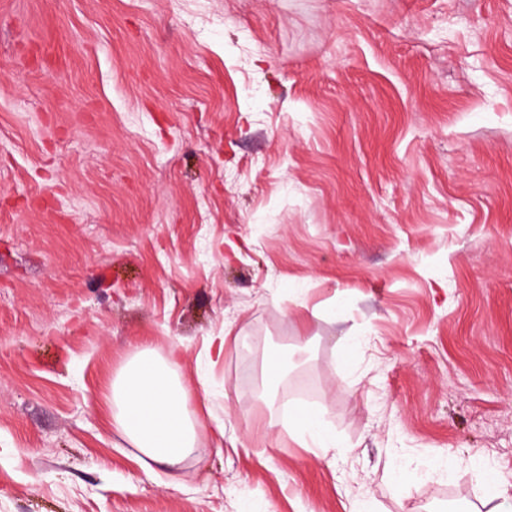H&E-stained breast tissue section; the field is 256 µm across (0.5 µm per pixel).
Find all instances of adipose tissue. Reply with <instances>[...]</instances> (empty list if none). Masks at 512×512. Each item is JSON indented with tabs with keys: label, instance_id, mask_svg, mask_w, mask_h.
Listing matches in <instances>:
<instances>
[{
	"label": "adipose tissue",
	"instance_id": "ef3b65f1",
	"mask_svg": "<svg viewBox=\"0 0 512 512\" xmlns=\"http://www.w3.org/2000/svg\"><path fill=\"white\" fill-rule=\"evenodd\" d=\"M189 388L171 362L138 349L103 395L112 425L139 452L143 467H179L198 449L200 425L188 404Z\"/></svg>",
	"mask_w": 512,
	"mask_h": 512
}]
</instances>
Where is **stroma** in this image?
Instances as JSON below:
<instances>
[{
	"instance_id": "obj_1",
	"label": "stroma",
	"mask_w": 512,
	"mask_h": 512,
	"mask_svg": "<svg viewBox=\"0 0 512 512\" xmlns=\"http://www.w3.org/2000/svg\"><path fill=\"white\" fill-rule=\"evenodd\" d=\"M143 346L193 389L174 470L97 401ZM486 460L512 0H0V512H494ZM292 433L302 441L310 439L314 447L322 450L337 446L336 438L323 427L320 419L304 406H298L294 411Z\"/></svg>"
}]
</instances>
